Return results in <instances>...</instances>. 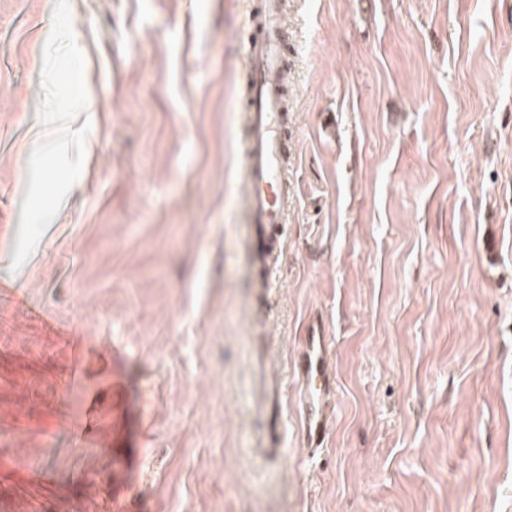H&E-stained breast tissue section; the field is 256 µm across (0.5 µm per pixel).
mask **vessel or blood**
Listing matches in <instances>:
<instances>
[{
  "instance_id": "b4317fda",
  "label": "vessel or blood",
  "mask_w": 512,
  "mask_h": 512,
  "mask_svg": "<svg viewBox=\"0 0 512 512\" xmlns=\"http://www.w3.org/2000/svg\"><path fill=\"white\" fill-rule=\"evenodd\" d=\"M281 0H262L247 17L244 56L248 71L244 155L249 186L246 222L254 229L253 258L259 287L268 286L274 252L287 241L293 204V175L288 167L295 140L289 114L288 29L281 21ZM330 338L321 321L310 322L294 359L304 444L323 448L335 412V374L329 362Z\"/></svg>"
}]
</instances>
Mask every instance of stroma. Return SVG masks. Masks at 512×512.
I'll use <instances>...</instances> for the list:
<instances>
[{
	"instance_id": "35a3bbf8",
	"label": "stroma",
	"mask_w": 512,
	"mask_h": 512,
	"mask_svg": "<svg viewBox=\"0 0 512 512\" xmlns=\"http://www.w3.org/2000/svg\"><path fill=\"white\" fill-rule=\"evenodd\" d=\"M258 2L0 0V512H512V0H288L269 288L242 219ZM330 356L325 326L319 320L310 322L294 359L293 374L301 439L314 451L323 448L335 412V374L329 365Z\"/></svg>"
}]
</instances>
